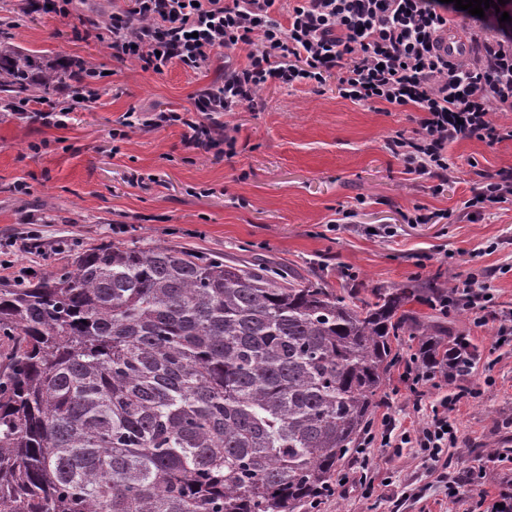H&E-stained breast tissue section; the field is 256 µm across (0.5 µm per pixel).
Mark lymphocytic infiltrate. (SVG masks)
<instances>
[{
	"label": "lymphocytic infiltrate",
	"instance_id": "lymphocytic-infiltrate-1",
	"mask_svg": "<svg viewBox=\"0 0 512 512\" xmlns=\"http://www.w3.org/2000/svg\"><path fill=\"white\" fill-rule=\"evenodd\" d=\"M278 0H120L112 8L107 48L111 56L137 62L155 74L173 64L198 72L222 50L246 48L245 63L225 64L221 83L199 92L193 110L157 112L141 119L125 115L126 127H187L194 148L210 151L219 138L209 115L241 106L257 107L264 88L321 86L335 79L340 98L359 105L381 104L413 111V136L390 142L406 173L433 180V192L448 182L449 144L476 139L491 144L512 139V125L498 122L512 112V0L501 9L472 16L450 0H293L286 20L275 15ZM466 20L464 49L448 58L443 43L450 20ZM512 201V168L486 175L477 196L465 202L472 213ZM453 303L488 312L499 323L497 337L512 346V310L498 308L490 289L464 280ZM453 396L399 445L438 462L457 447L448 425ZM484 465L466 475L438 476L452 503L466 512H512V472H501L495 493L481 491Z\"/></svg>",
	"mask_w": 512,
	"mask_h": 512
}]
</instances>
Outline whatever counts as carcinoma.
Listing matches in <instances>:
<instances>
[{
    "label": "carcinoma",
    "instance_id": "carcinoma-1",
    "mask_svg": "<svg viewBox=\"0 0 512 512\" xmlns=\"http://www.w3.org/2000/svg\"><path fill=\"white\" fill-rule=\"evenodd\" d=\"M72 61L0 42V102ZM440 276L356 305L322 278L167 243H107L0 288V512H294L330 486L398 361L478 350L417 315Z\"/></svg>",
    "mask_w": 512,
    "mask_h": 512
}]
</instances>
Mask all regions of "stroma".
Returning <instances> with one entry per match:
<instances>
[{
  "label": "stroma",
  "mask_w": 512,
  "mask_h": 512,
  "mask_svg": "<svg viewBox=\"0 0 512 512\" xmlns=\"http://www.w3.org/2000/svg\"><path fill=\"white\" fill-rule=\"evenodd\" d=\"M20 0H0V40L37 56L79 57L101 73L98 103L76 107L57 129L14 118L0 109V241L11 243L14 271L51 275L84 250L103 243L164 241L231 259L268 257L300 276L323 273L331 289L349 300L370 297L436 274L460 281L469 275L493 288L502 308H512V202L474 215L464 203L485 173L512 167V141L450 144L448 183L432 193L428 180L405 173L391 152L397 134L412 136L411 112H388L340 98L335 81L319 88L271 87L258 111L227 112L220 121L236 140L234 155L214 157L193 149L182 126L111 133L129 110L145 114L192 108L196 91L217 84L224 63L244 62L245 53L216 54L206 70L175 65L163 74L142 71L131 60L112 58L99 27L85 39L84 18L112 12V0H75L69 15H27ZM49 146L33 151L34 143ZM153 175L130 185V172ZM441 210V224H408L413 206ZM354 216L329 230L338 211ZM124 232H114V225ZM65 250H57L59 239ZM499 244L485 254L488 242ZM356 278L342 277L343 268ZM452 319L477 345L474 365L491 377L484 395L449 408L459 446L448 451V468L466 473L486 459L489 447L512 448V349L496 348L497 323L479 311ZM412 348L401 351L368 422L376 433L401 434L421 425L425 413L400 382ZM367 477L371 495L348 486L325 501L321 512H462L437 483L439 469L414 449L400 453L375 447Z\"/></svg>",
  "instance_id": "stroma-1"
}]
</instances>
